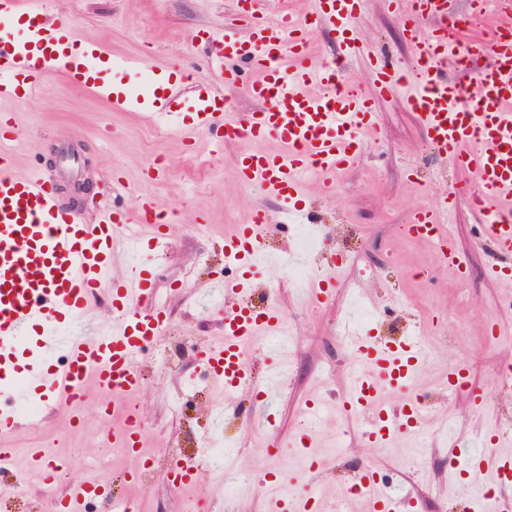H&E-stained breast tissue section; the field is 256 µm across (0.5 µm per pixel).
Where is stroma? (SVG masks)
<instances>
[{
	"instance_id": "stroma-1",
	"label": "stroma",
	"mask_w": 512,
	"mask_h": 512,
	"mask_svg": "<svg viewBox=\"0 0 512 512\" xmlns=\"http://www.w3.org/2000/svg\"><path fill=\"white\" fill-rule=\"evenodd\" d=\"M36 5L45 19L69 22L82 41L102 46L115 59L106 76L116 89L140 83L133 65L141 62L180 77L173 106L184 117L192 115L194 89L202 80L210 82L216 96L231 100L235 112L257 108L242 90L212 80L206 65L213 48L208 35L236 19L233 0H37ZM356 32L364 51L342 63L351 84L370 90V61L376 57L398 69L409 67L412 49L389 0H368ZM408 94L401 87L377 102L380 133L365 139L355 162L337 176L333 195H325L317 181L304 185L307 219L326 235L316 263L325 266L332 255L344 266L329 300L308 310L294 288L281 282L280 269L264 268L258 277L253 301L277 306L293 329L294 379L271 400H259L248 389L225 398L224 436L234 444V466L223 480L203 468L194 484L182 488L160 479L146 488L134 483L131 476L140 462L113 444L112 426L97 412L101 395L93 391L80 426L70 425L62 410L51 409L41 431L24 426L0 443L13 454L6 474L10 480L26 472L28 451L35 447L67 464L54 483L35 478L17 497L0 500V512H49L56 499L84 481L85 467L93 461L101 464L99 483L108 496L140 500L142 512H185L190 499L208 500L212 512H272L278 498L299 499L311 492L327 507L339 502L358 461L391 476L389 488L403 501L399 512H470L465 496L448 492L452 467L465 446L512 419V399L501 397L493 382L499 368L512 365V345L486 339L490 320L512 327V308L502 305L512 290L485 274L492 263L512 266V256L496 253L482 235L481 218L464 202L450 226L461 269L443 263L436 245L407 233L413 215L438 206L461 179L434 154L406 105ZM0 128L16 132L19 172L40 163L59 172L61 183L92 181L90 193L74 198L84 223H94L105 209H133L141 197L170 215L163 246L143 240L136 262L151 272L168 320L190 343L177 353L165 343L145 352L141 387L129 403L140 415L144 455L158 457L173 446L186 455H204L214 392L190 344L224 334V306L209 292L214 281L237 272L224 257V234L250 223L259 209L277 227L269 238L276 254L286 255L296 243L283 228L289 220L283 202L236 176L238 155L260 146L274 150L277 142H224L205 134L191 138L146 113L126 112L77 90L59 75L43 80L34 103L0 98ZM152 164L160 174L150 178L145 171ZM364 307L378 309L366 332L385 343L410 335L415 323L426 326L427 360L415 383L385 396L390 407L423 399L425 419L417 432L399 435L385 447L366 441L363 419L348 421L338 409L358 364L339 325ZM458 362L469 371L472 393L486 396L494 414L472 409L470 393L444 391L448 367ZM310 399L323 411L309 428L314 445L304 452L294 439L304 427L303 406ZM248 410L265 414L266 425L249 426ZM345 429L350 435L342 443L338 436ZM242 481L252 482V489L225 494L226 486Z\"/></svg>"
}]
</instances>
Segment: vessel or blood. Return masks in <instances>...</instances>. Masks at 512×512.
Returning a JSON list of instances; mask_svg holds the SVG:
<instances>
[{"mask_svg": "<svg viewBox=\"0 0 512 512\" xmlns=\"http://www.w3.org/2000/svg\"><path fill=\"white\" fill-rule=\"evenodd\" d=\"M409 34L414 52L411 71L372 65L375 95L342 79L341 58L361 52L356 19L364 0H312L307 16L291 11L273 15L265 0H239L236 24L225 27L209 67L228 84H243L258 110L228 112L224 101L207 88L195 91L193 128L223 134L225 139H275L282 148L256 151L237 161L239 180L281 197L290 213H299L305 177L331 187L358 155L365 137L378 133L373 98L411 86L408 106L416 112L431 144L464 177L473 206L485 213L483 233L497 251L512 254V42L484 44L482 37L448 29V0H391ZM329 24L341 35L337 58L313 56L309 35L315 23ZM78 35L67 22L37 24L22 42L0 41V97L37 99L45 74L64 73L82 88L129 111L149 110L178 125L174 111L158 91L168 76L152 71V88L115 95L103 76L106 54L95 44L77 48ZM486 49L482 68L469 70L468 84L451 82L448 66L461 56ZM14 136L0 135V434L13 432L25 419L20 410L31 403L65 409L70 422L80 421L89 390L113 397L134 394L140 385L139 357L162 333L165 306L152 279L143 275L112 277L113 266L131 262L132 238L151 236L163 242L165 224L156 219V204L139 199L137 218L118 212L98 223H80L60 193L55 174L36 165L25 175L15 171ZM459 199L448 195L440 210L417 212L409 234L438 244L452 267H460L446 218ZM270 232L262 212L224 238V252L237 260L240 275L215 285L224 297V334L204 346L199 360L218 392L247 385L246 351L259 336L278 335L284 324L277 308L257 306L251 273L268 260L264 241ZM108 296L112 321L89 335L74 323L94 320L96 301ZM358 368L350 380L344 410L367 415L364 435L376 446L389 445L411 420H423L418 401H409L406 416H389L383 390L410 385L425 358L424 346L404 338L388 344L354 332ZM287 353L271 359L263 388L279 391ZM118 446L131 455L142 439L134 408L123 412ZM512 477V454L475 453L461 486L466 494ZM372 512H389L393 499L377 480L366 483ZM97 503V485L82 483L56 503L57 512H73L76 500Z\"/></svg>", "mask_w": 512, "mask_h": 512, "instance_id": "1", "label": "vessel or blood"}]
</instances>
